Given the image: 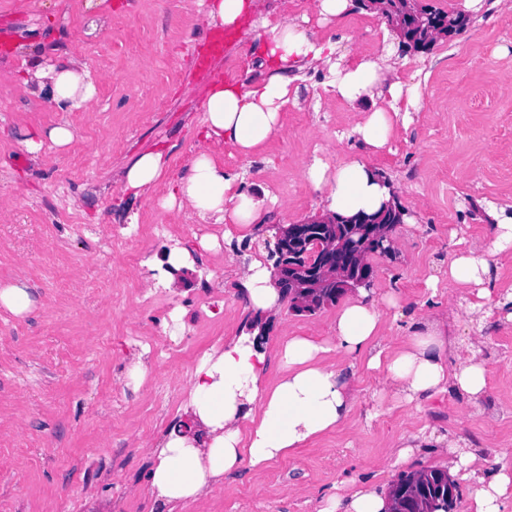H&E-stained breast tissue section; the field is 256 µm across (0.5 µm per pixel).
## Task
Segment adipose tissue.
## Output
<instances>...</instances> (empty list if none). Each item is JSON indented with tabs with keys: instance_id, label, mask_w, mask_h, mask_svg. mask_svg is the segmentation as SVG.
<instances>
[{
	"instance_id": "ef3b65f1",
	"label": "adipose tissue",
	"mask_w": 512,
	"mask_h": 512,
	"mask_svg": "<svg viewBox=\"0 0 512 512\" xmlns=\"http://www.w3.org/2000/svg\"><path fill=\"white\" fill-rule=\"evenodd\" d=\"M261 0H210L205 15L208 27L232 29L247 15L259 12ZM265 62L274 72L266 84L239 86L216 84L202 105L205 141L232 145L241 155L251 156L276 137L281 129L282 105L287 102L289 69L328 68L335 78L333 92L353 102L372 100L373 108L352 132L366 146L379 149L407 121L419 104L417 85L396 80L390 63L392 47L376 57H361L337 64L325 44L314 34L299 30L295 20L285 18L269 33ZM21 54L34 60L32 78L24 82L35 97L50 91L56 107L64 112L82 108L97 89L87 64L76 58L46 64L40 62L36 45H20ZM162 152L147 151L129 165L122 187L135 194L157 188L164 176ZM306 178L325 192L324 218L372 215L395 202L393 184L369 163L354 159L336 166L317 161L306 169ZM264 197L239 190L234 176L225 174L208 152H199L189 172L168 190L166 208L189 207L215 223L232 221L245 235H252ZM490 273L486 259L461 254L448 264L450 281L471 287L467 301L470 320L485 317L484 286ZM260 320L252 331L224 346L222 353L204 357L198 364L187 401L198 438L172 434L155 449L156 462L149 476V490L158 512H177L187 501L203 494L210 481L234 473L241 466L259 472L272 462L292 456L298 448L334 431L350 416L357 392L340 371L324 367L319 356L327 352L324 342L308 336L291 337L283 348L285 373L275 385L265 382L268 330L267 316L281 304V295L262 260L253 259L242 272ZM389 296L377 300L361 291L336 314L332 336L337 350L348 356H367L368 368L382 372L384 396L393 404H409L423 398L455 391L478 399L486 391L487 370L479 350L468 345L457 352L456 365H449L445 351L454 341L448 325L438 319H410L404 341L394 351L375 347L381 332L384 308L397 307ZM512 499V471L500 469L472 493L474 512H501ZM387 493L376 485H342L327 500L324 512H389Z\"/></svg>"
}]
</instances>
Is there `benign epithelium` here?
<instances>
[{
    "mask_svg": "<svg viewBox=\"0 0 512 512\" xmlns=\"http://www.w3.org/2000/svg\"><path fill=\"white\" fill-rule=\"evenodd\" d=\"M335 228L334 223L318 216L278 228L275 251L279 264L273 277L279 282L288 305L316 310L331 304L342 293L365 284L366 278L359 273L350 277L338 276L332 271L330 253L336 250ZM359 232L364 248L393 241L391 231L385 228L368 225ZM391 496L394 502L391 512H410L412 505L426 510L432 505L430 498L405 489L398 480L391 485Z\"/></svg>",
    "mask_w": 512,
    "mask_h": 512,
    "instance_id": "benign-epithelium-1",
    "label": "benign epithelium"
}]
</instances>
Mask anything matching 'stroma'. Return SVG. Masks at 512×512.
Segmentation results:
<instances>
[{"label": "stroma", "instance_id": "stroma-1", "mask_svg": "<svg viewBox=\"0 0 512 512\" xmlns=\"http://www.w3.org/2000/svg\"><path fill=\"white\" fill-rule=\"evenodd\" d=\"M295 9L296 0H263L261 14L235 28L226 56L202 68L197 60L211 56L214 32L199 0H112L110 15L98 20L88 0H0L10 61L0 70V287L23 283L35 299L22 315L0 306V512H157L147 491L153 443L185 420L200 355L253 318L239 286L252 251L228 245L224 225L193 209L168 211L159 195L123 193L120 174L140 153L159 149L166 179L184 176L202 146L201 105L214 82L267 80L261 21ZM394 33L380 15L357 8L317 30L348 56L379 53ZM22 42L47 59L85 61L99 85L88 107L60 112L29 95ZM397 68L402 80L419 82L420 106L380 151L350 134L369 99L343 101L312 70L294 80L298 102L284 105V127L260 154L211 148L225 170L246 172L248 190L266 191L264 244L275 225L321 211L326 195L305 178L314 159L333 166L361 158L393 182L416 224L397 225L392 255L367 258L371 292L397 296L403 312L383 314L380 341L389 346L402 340L407 318L442 317L458 304L462 288L448 281L449 261L468 251L488 257L494 233L482 212L512 197V0L471 13L464 31L428 51H399ZM156 96L167 99L164 111H152ZM61 123L73 129V142L45 143L31 157L25 132ZM66 190L77 203L73 224L56 223L43 206ZM102 226L134 233L132 247L146 262L127 263L99 234ZM175 245L190 250L191 262L175 271L170 291L155 286L150 265ZM205 274L214 281L211 308L171 356L161 338L170 326L188 327ZM504 284H512V260L488 285L482 333L463 314L451 324L456 341L479 342L489 368L478 401L443 393L393 406L366 357L329 351L324 362L349 374L358 392L347 422L261 473L244 467L226 476L180 512H323L343 482L392 485L406 469L395 462L401 438L425 427L472 446L484 477L512 469V321L498 307ZM337 311L280 308L268 330L269 382L282 373L288 338L330 340ZM139 355L146 370L134 381L129 370Z\"/></svg>", "mask_w": 512, "mask_h": 512}]
</instances>
